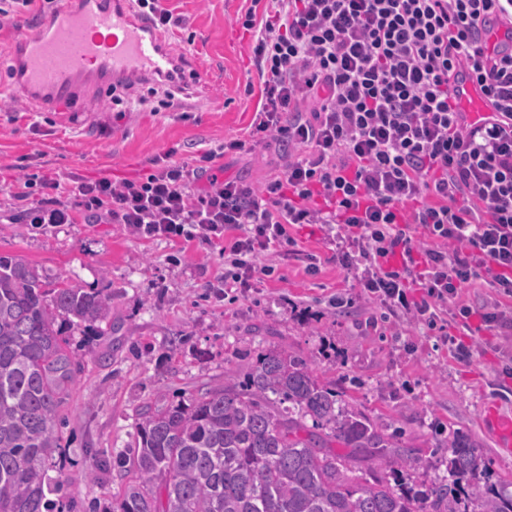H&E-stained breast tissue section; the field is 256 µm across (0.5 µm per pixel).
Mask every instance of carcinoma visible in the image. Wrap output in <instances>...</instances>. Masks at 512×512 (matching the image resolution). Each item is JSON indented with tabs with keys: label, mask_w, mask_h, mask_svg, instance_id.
Wrapping results in <instances>:
<instances>
[{
	"label": "carcinoma",
	"mask_w": 512,
	"mask_h": 512,
	"mask_svg": "<svg viewBox=\"0 0 512 512\" xmlns=\"http://www.w3.org/2000/svg\"><path fill=\"white\" fill-rule=\"evenodd\" d=\"M112 315V294L47 280L18 255H0V512H65L46 473L61 448L64 405L80 363L60 326L84 331ZM449 477L416 484L421 459L391 425L350 409L307 361L262 353L243 378L178 400L160 394L140 414L120 512H512V496L471 482L480 459L448 437ZM363 456L372 470L353 474Z\"/></svg>",
	"instance_id": "cac0c4a2"
}]
</instances>
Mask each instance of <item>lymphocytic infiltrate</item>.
<instances>
[{
    "label": "lymphocytic infiltrate",
    "instance_id": "f902f5d3",
    "mask_svg": "<svg viewBox=\"0 0 512 512\" xmlns=\"http://www.w3.org/2000/svg\"><path fill=\"white\" fill-rule=\"evenodd\" d=\"M252 3L238 23L263 89L246 138L195 168L170 148L117 184L25 176L14 194L25 223L80 214L145 240L219 245L222 288L251 287L289 226L319 224L337 262L392 312L429 324L451 305L468 321L457 299L476 281L512 299V0ZM464 66L499 121L461 122L451 77ZM268 139L300 154L264 188L208 174Z\"/></svg>",
    "mask_w": 512,
    "mask_h": 512
}]
</instances>
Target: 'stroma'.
Returning a JSON list of instances; mask_svg holds the SVG:
<instances>
[{
    "label": "stroma",
    "instance_id": "35a3bbf8",
    "mask_svg": "<svg viewBox=\"0 0 512 512\" xmlns=\"http://www.w3.org/2000/svg\"><path fill=\"white\" fill-rule=\"evenodd\" d=\"M183 18L171 40L199 76L187 118L129 112L117 118L106 88L74 104L34 103L0 71V254L19 255L50 278L112 294V320L89 334L63 328L81 371L67 403L62 447L51 478L72 502L116 512L125 484L111 461L135 445L137 414L157 393L191 396L223 386L228 370L281 350L306 359L336 384L355 411L395 428L423 459L429 486L446 475L448 437L466 436L481 460L476 482L512 495V453L501 451L485 417L512 414V330L438 321L430 327L395 316L368 296L336 261L320 225L290 230L294 253L260 257L273 266L252 288L224 291L219 247L142 240L119 224L46 229L13 223L18 178L46 175L71 186L102 177L119 182L149 173L168 148L192 163L207 149L243 136L262 83L250 65V40L236 23L251 0H166ZM288 146L268 140L226 154L224 175L263 187L282 174ZM317 273H308V258ZM471 350L460 357L457 344ZM102 463L89 479L91 460Z\"/></svg>",
    "mask_w": 512,
    "mask_h": 512
}]
</instances>
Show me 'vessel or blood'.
<instances>
[{"mask_svg":"<svg viewBox=\"0 0 512 512\" xmlns=\"http://www.w3.org/2000/svg\"><path fill=\"white\" fill-rule=\"evenodd\" d=\"M7 54L16 88L40 99L70 100L82 80L98 86L126 79L160 83L184 72L179 48L139 13L134 0H62ZM453 93L463 122L500 120L469 70L456 72Z\"/></svg>","mask_w":512,"mask_h":512,"instance_id":"obj_1","label":"vessel or blood"}]
</instances>
